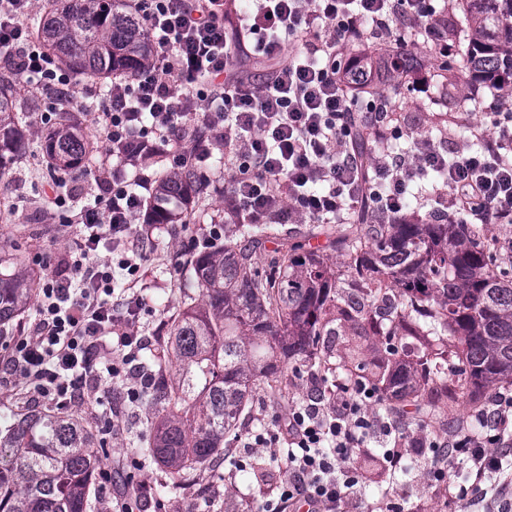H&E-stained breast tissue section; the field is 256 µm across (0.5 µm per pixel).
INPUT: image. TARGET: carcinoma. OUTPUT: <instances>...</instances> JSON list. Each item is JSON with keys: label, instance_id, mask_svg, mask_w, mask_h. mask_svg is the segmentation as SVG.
<instances>
[{"label": "carcinoma", "instance_id": "cac0c4a2", "mask_svg": "<svg viewBox=\"0 0 512 512\" xmlns=\"http://www.w3.org/2000/svg\"><path fill=\"white\" fill-rule=\"evenodd\" d=\"M467 4L463 69L473 80L512 90V0H464ZM31 36L54 64L84 80L131 77L149 64L152 41L125 0H53L31 25ZM0 71V171L24 146L34 102L22 97L12 64ZM76 115H58L45 146L46 170L63 177L90 160L93 151L77 132ZM206 190L190 168L159 178L156 197L186 199ZM321 249L278 238V227L240 224L238 236L197 250L186 264L198 292L184 293L169 318L163 370L139 401L156 420L142 436L144 458L167 469L172 486L190 471L226 458L249 398L260 382L282 391V364L329 361L336 340H378L384 357L361 366L359 379L397 404L391 411H432L448 394L453 341L461 352L470 394L479 396L512 380V280L492 272L493 250L462 217L431 224L399 223L366 203ZM279 240L267 266L256 253ZM348 258L346 272L329 263L326 250ZM382 282L374 300L367 281ZM37 285L19 262H0V338L31 303ZM419 344L416 361L401 357L405 341ZM106 430L86 428L60 407L28 409L0 425V512H89L91 490L106 447Z\"/></svg>", "mask_w": 512, "mask_h": 512}]
</instances>
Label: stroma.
Wrapping results in <instances>:
<instances>
[{
  "label": "stroma",
  "mask_w": 512,
  "mask_h": 512,
  "mask_svg": "<svg viewBox=\"0 0 512 512\" xmlns=\"http://www.w3.org/2000/svg\"><path fill=\"white\" fill-rule=\"evenodd\" d=\"M408 64L415 69L413 80L386 78L351 90L352 96L362 101L379 96L395 104V112L388 114L383 127L389 145L399 153L409 149L417 138H434L442 132L449 150H478L473 129L493 128L484 113L471 109V98L483 93V86L467 82L459 69L444 68L440 56L423 46L413 47ZM231 173L228 161L215 162L214 181L205 195L187 205L172 201L171 210L184 213L186 228L165 233L164 248L147 250L150 276L144 296L155 314L143 320L138 329L149 341L146 356L154 358L161 352L167 341L165 323L178 310L183 293L181 276L163 277L159 271L173 265L186 231L201 233V224L194 220L198 209L221 215L224 188ZM49 179L41 155L35 153L26 154L22 161L0 175V246L5 249V258L18 259L40 277L45 274L43 257L62 248L70 233L45 207L44 188ZM378 350L376 342L366 341L355 348L343 337L334 349L336 360L343 364L342 370L285 363L287 392L280 394L267 385H258L252 393L251 412L241 426L242 432H255L284 421L289 409L309 392L314 375H321L329 382H353L358 375L357 365L372 361ZM122 390V385H108L100 390L98 397L75 404L73 410L93 428L99 426L103 412H113L116 425L110 449L101 460L108 464L119 457L125 459L117 486L141 493L144 512H259L262 503L276 493L284 474L261 448L254 449L251 456L252 461L261 465V472L225 465L212 472L196 473L177 490L171 489L169 476L159 467H134V459L141 454L135 437L149 430L154 411L147 405L123 402ZM481 408V403L471 401L466 385L452 379L448 382L447 396L441 397L431 414L421 420L406 418L403 430L409 436L424 429L444 435L449 429L472 420ZM379 453L378 444L373 441L357 451L351 460L362 483L361 512H384L387 497L393 496L399 487L405 490L400 501L403 512H471L469 507L448 499L430 483L427 464L417 449L405 448L402 467L394 472L380 459Z\"/></svg>",
  "instance_id": "35a3bbf8"
}]
</instances>
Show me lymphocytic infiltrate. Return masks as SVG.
I'll return each instance as SVG.
<instances>
[{
	"label": "lymphocytic infiltrate",
	"instance_id": "f902f5d3",
	"mask_svg": "<svg viewBox=\"0 0 512 512\" xmlns=\"http://www.w3.org/2000/svg\"><path fill=\"white\" fill-rule=\"evenodd\" d=\"M392 4L435 28L425 0H251L242 10L225 0H132L155 57L133 78L112 83L93 108L107 145L122 147L121 160L98 180L100 195L81 208L50 191L71 233L46 266L34 319L0 360V381L64 407L95 397L107 381L124 384L132 403L151 385L140 362L148 341L137 333L149 270L134 219L143 190L152 187L151 165L163 157L199 170L215 153L232 158L224 221L190 236L192 251L215 245L228 224L337 220L368 197L399 212L410 182L430 170L441 175L450 208L475 200L485 207L484 223L512 224L511 112L480 152L450 154L421 138L405 154L378 159L371 179L346 150L358 124L343 79L351 66L336 47L357 40L362 24ZM34 7L35 0H0V47L15 52L23 83L55 86L53 109L87 111L71 77L32 44L26 20ZM241 54L272 62L268 81L257 86L236 76L231 63ZM130 167L142 192L128 188ZM374 397L361 384L319 386L286 424L247 435L245 447L267 449L288 473L261 512H358L351 457L375 438L395 470L405 443L395 418L370 414ZM477 419L479 433L425 432L413 445L429 452L431 480L449 497L512 512V391L497 393ZM459 464L468 473L463 484L454 472Z\"/></svg>",
	"mask_w": 512,
	"mask_h": 512
}]
</instances>
